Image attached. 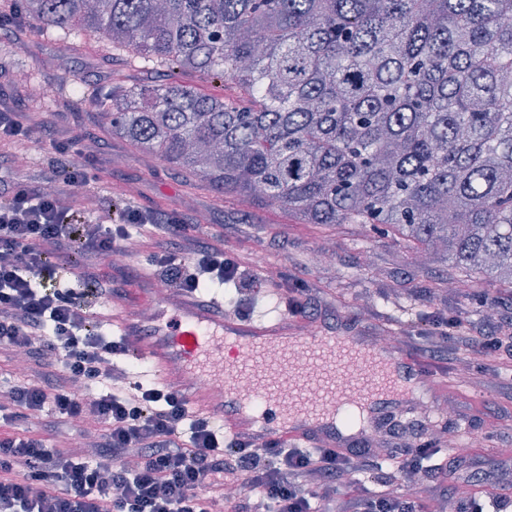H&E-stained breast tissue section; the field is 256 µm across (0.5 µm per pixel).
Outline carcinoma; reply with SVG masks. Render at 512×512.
Here are the masks:
<instances>
[{
    "label": "carcinoma",
    "instance_id": "1",
    "mask_svg": "<svg viewBox=\"0 0 512 512\" xmlns=\"http://www.w3.org/2000/svg\"><path fill=\"white\" fill-rule=\"evenodd\" d=\"M166 78L97 97L112 134L218 198L382 224L512 288V0H24ZM193 72L196 85L185 82ZM232 88H227V85Z\"/></svg>",
    "mask_w": 512,
    "mask_h": 512
}]
</instances>
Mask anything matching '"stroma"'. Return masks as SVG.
<instances>
[{
	"mask_svg": "<svg viewBox=\"0 0 512 512\" xmlns=\"http://www.w3.org/2000/svg\"><path fill=\"white\" fill-rule=\"evenodd\" d=\"M121 64V56L93 32L81 34L76 47L69 48L56 33L0 30V108L98 144L92 191L106 203L181 212L186 223L222 235L228 250L253 260L255 279L245 291L224 286L225 309H234L244 294L254 298L257 309H283L281 296L265 287L264 267L256 264L262 257L279 270L284 287L310 283L309 321L318 329L332 328L342 336H388L414 349L427 332L429 316L444 310L461 312L471 334L497 330L503 346L495 354L478 356L462 348L431 362L432 382L423 401H430L436 414L425 415L422 401L403 400L395 417L404 430L385 438L382 452L416 442L428 429L445 443L471 444L477 438L481 444H471V454L479 464L449 478L453 498L512 487V385L478 381L483 372L512 370V288L473 272L453 276L457 286L451 289L447 264L418 267L402 238L365 224H303L276 211L218 200L202 185L189 184L183 173L143 157L113 136L93 109L96 95L108 91L112 71ZM20 71L34 74L50 95L30 96L16 79ZM328 245L334 248V260L323 265L318 256ZM481 296L499 301L495 313L478 306Z\"/></svg>",
	"mask_w": 512,
	"mask_h": 512,
	"instance_id": "stroma-1",
	"label": "stroma"
}]
</instances>
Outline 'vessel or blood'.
<instances>
[{"mask_svg": "<svg viewBox=\"0 0 512 512\" xmlns=\"http://www.w3.org/2000/svg\"><path fill=\"white\" fill-rule=\"evenodd\" d=\"M144 301L163 305L142 288L112 310L131 355L228 435L259 445L338 447L336 420L392 406L428 378L404 349L361 354L346 337L313 331L285 312L245 318L223 313L220 298L186 296L170 319L146 324L138 314Z\"/></svg>", "mask_w": 512, "mask_h": 512, "instance_id": "1", "label": "vessel or blood"}]
</instances>
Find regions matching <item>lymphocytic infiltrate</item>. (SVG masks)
Returning <instances> with one entry per match:
<instances>
[{
  "mask_svg": "<svg viewBox=\"0 0 512 512\" xmlns=\"http://www.w3.org/2000/svg\"><path fill=\"white\" fill-rule=\"evenodd\" d=\"M0 141L20 155L39 146L47 158L35 170L14 166L9 199L0 203V354L27 361L23 379L0 386V418L26 421L49 409L56 425H78L86 441L76 450L34 436L0 438V512H421L447 500L448 477L467 449L444 454L432 439L402 449L392 457L394 478L340 503L337 485L358 482L371 466L369 446L228 442L223 427L185 399L137 380L90 400L75 394V381L110 378L128 352L124 336L98 331L85 304L104 254L135 240L149 254L152 281L197 297L204 284L236 282L246 260L175 211L127 206L74 227L71 201L95 203L86 191L93 145L36 135L21 116L1 111ZM132 224L149 225L151 236L132 237ZM78 256L70 286L52 287ZM427 338L433 357L454 340L479 354L497 349L494 337L466 338L454 316L433 317Z\"/></svg>",
  "mask_w": 512,
  "mask_h": 512,
  "instance_id": "1",
  "label": "lymphocytic infiltrate"
}]
</instances>
